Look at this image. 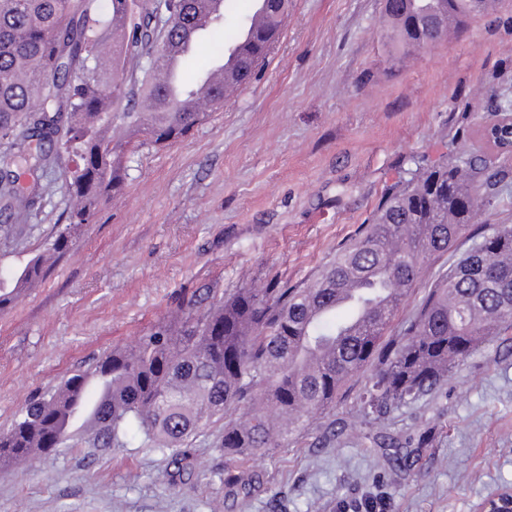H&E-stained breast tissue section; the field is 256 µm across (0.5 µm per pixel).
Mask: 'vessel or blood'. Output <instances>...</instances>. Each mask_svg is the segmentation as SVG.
Instances as JSON below:
<instances>
[{
	"label": "vessel or blood",
	"instance_id": "1",
	"mask_svg": "<svg viewBox=\"0 0 512 512\" xmlns=\"http://www.w3.org/2000/svg\"><path fill=\"white\" fill-rule=\"evenodd\" d=\"M204 25V16L200 13L190 14L185 20L180 35L166 50L165 62L161 68L157 82L159 88L168 100L179 108L189 112L207 113L211 109V101L217 95L231 97L241 89V74L239 49H232L226 61L216 62L203 76L195 93L186 95L179 83L178 63L183 52L189 47L194 37L199 34Z\"/></svg>",
	"mask_w": 512,
	"mask_h": 512
}]
</instances>
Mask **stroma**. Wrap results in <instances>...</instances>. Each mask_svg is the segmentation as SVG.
Listing matches in <instances>:
<instances>
[{
	"instance_id": "stroma-1",
	"label": "stroma",
	"mask_w": 512,
	"mask_h": 512,
	"mask_svg": "<svg viewBox=\"0 0 512 512\" xmlns=\"http://www.w3.org/2000/svg\"><path fill=\"white\" fill-rule=\"evenodd\" d=\"M384 0H289L282 33L239 96L183 139L132 143L124 190L25 298L0 309V431L29 399L187 301L299 288L358 239L408 170L482 148L471 105L512 99V0L407 65L381 38ZM23 230L0 233V273L52 242L70 204L41 174ZM469 241L427 262L399 332ZM346 382L284 447L227 464L214 424L177 471L153 449L62 448L0 475V512H477L512 489V332L450 369L432 394L367 422ZM249 484H227L228 475Z\"/></svg>"
}]
</instances>
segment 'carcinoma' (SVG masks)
I'll return each instance as SVG.
<instances>
[{
    "label": "carcinoma",
    "mask_w": 512,
    "mask_h": 512,
    "mask_svg": "<svg viewBox=\"0 0 512 512\" xmlns=\"http://www.w3.org/2000/svg\"><path fill=\"white\" fill-rule=\"evenodd\" d=\"M199 44L224 56L241 41L249 14L228 27L238 0H221ZM473 0H385L382 31L408 52L430 47L432 29L478 17ZM267 25L242 46L250 80L278 40L288 0H266ZM170 17L162 34L156 7ZM189 0H0V140L3 157L23 156L35 168L68 154L63 170L71 207L51 253L34 256L0 282V308L37 283L48 260L66 252L77 227L125 185V150L146 136L155 144L185 137L199 120L155 93L159 63L178 36ZM42 89L37 101L25 88ZM126 101L122 123L115 105ZM512 180L508 161L494 164L463 151L433 162L386 197L361 238L336 254L302 288H280L267 298L238 291L198 315L189 309L144 337L117 348L88 369H77L55 389L27 403L0 432V472L43 454L85 443L125 448L135 429L142 444L175 465L204 427L224 421L219 447L226 458L266 454L299 432L305 418L336 403L344 383L368 365L376 372L360 395L373 420L434 391L448 370L512 327V224H483L478 216ZM0 169L5 217L17 218L37 194L15 191ZM468 235L472 245L431 289L400 334L387 335L408 289L397 276L420 271L427 259ZM351 288L336 320L327 298ZM391 307L371 317L378 301ZM361 324L352 336L347 328ZM243 409L242 421H228Z\"/></svg>",
    "instance_id": "obj_1"
}]
</instances>
